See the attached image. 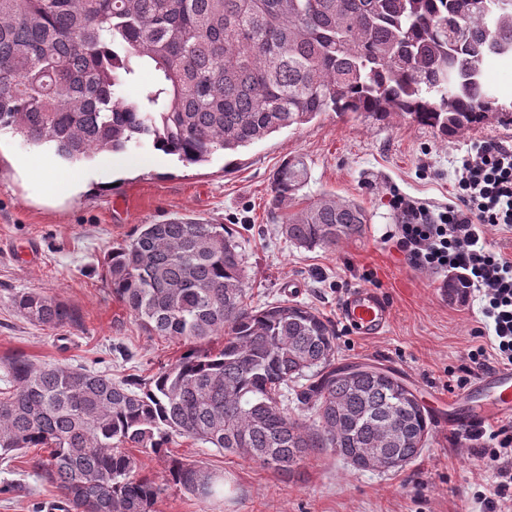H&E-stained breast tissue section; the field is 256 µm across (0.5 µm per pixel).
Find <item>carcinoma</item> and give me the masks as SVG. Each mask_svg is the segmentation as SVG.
<instances>
[{
	"mask_svg": "<svg viewBox=\"0 0 512 512\" xmlns=\"http://www.w3.org/2000/svg\"><path fill=\"white\" fill-rule=\"evenodd\" d=\"M492 57H512V0H0V131L70 162L134 146L188 165L324 112L398 114L452 138L493 116L512 126V103L483 79ZM145 65L153 89L125 98ZM306 180L295 159L273 176L271 214L289 242L331 248L365 233L363 207L334 195L279 214ZM103 274L149 334L186 350L120 382L24 355L0 361V455L42 450L60 512H155L167 487L224 494V473L171 454L176 438L285 472L315 448L349 463L420 454L385 435L396 419L411 436L430 433L401 380L365 374L351 388L328 320L294 300L246 304L244 254L224 225L139 224ZM13 305L49 328L78 319L40 292ZM213 336L224 345L201 347ZM304 378L296 399L312 425L288 412V385ZM140 453L165 460L163 482L140 474Z\"/></svg>",
	"mask_w": 512,
	"mask_h": 512,
	"instance_id": "1",
	"label": "carcinoma"
}]
</instances>
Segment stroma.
Segmentation results:
<instances>
[{"instance_id": "stroma-1", "label": "stroma", "mask_w": 512, "mask_h": 512, "mask_svg": "<svg viewBox=\"0 0 512 512\" xmlns=\"http://www.w3.org/2000/svg\"><path fill=\"white\" fill-rule=\"evenodd\" d=\"M512 146V127L489 123L451 139L393 115L326 112L242 149L187 165L149 148L71 164L44 147L0 135V358L19 351L39 364L84 368L115 380L146 378L184 351L149 335L105 283L102 264L135 225L190 216L227 225L246 261L247 297L263 307L292 299L315 308L336 331V360L394 372L423 407L450 398L449 372L474 344L478 300L459 302L446 273L411 267L390 235L399 192L437 209L452 203L457 167L472 144ZM36 157L32 174L15 159ZM304 161L308 178L292 209L325 193L363 205L364 235L332 248H301L277 230L269 211L272 176L286 159ZM357 288L380 293L391 311L380 334L365 337L340 317ZM38 291L66 302L77 325L50 330L28 322L15 295ZM173 455L223 470L224 497L201 501L167 489L156 512H484L474 488L492 489L494 473L467 433L432 429L420 455L389 471H363L328 448L314 449L293 473L189 440ZM40 453L0 457V512H47L58 494L37 466Z\"/></svg>"}]
</instances>
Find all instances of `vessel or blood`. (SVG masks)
<instances>
[{"mask_svg": "<svg viewBox=\"0 0 512 512\" xmlns=\"http://www.w3.org/2000/svg\"><path fill=\"white\" fill-rule=\"evenodd\" d=\"M340 314L359 334L373 336L390 320L387 303L373 290L358 288L343 301ZM512 418V368L482 376L471 388L468 400L454 399L448 412L435 415L438 428L475 429L495 419Z\"/></svg>", "mask_w": 512, "mask_h": 512, "instance_id": "vessel-or-blood-1", "label": "vessel or blood"}]
</instances>
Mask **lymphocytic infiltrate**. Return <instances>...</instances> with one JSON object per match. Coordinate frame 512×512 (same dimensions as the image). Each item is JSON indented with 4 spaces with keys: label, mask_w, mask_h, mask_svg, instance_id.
<instances>
[{
    "label": "lymphocytic infiltrate",
    "mask_w": 512,
    "mask_h": 512,
    "mask_svg": "<svg viewBox=\"0 0 512 512\" xmlns=\"http://www.w3.org/2000/svg\"><path fill=\"white\" fill-rule=\"evenodd\" d=\"M455 204L429 209L397 195L396 246L417 268L455 273L465 295H478L480 342L467 353L469 372L512 367V258L487 240L490 229H512V147L482 142L463 162L454 183ZM475 453L493 469L488 512H512V425L471 430Z\"/></svg>",
    "instance_id": "f902f5d3"
}]
</instances>
